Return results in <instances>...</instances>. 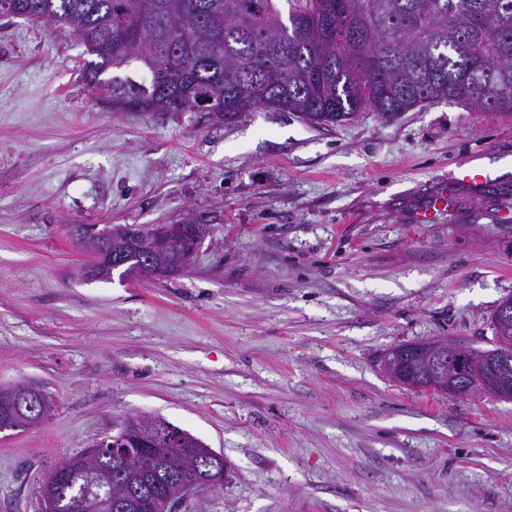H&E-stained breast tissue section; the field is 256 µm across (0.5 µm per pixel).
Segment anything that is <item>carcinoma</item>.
<instances>
[{"mask_svg": "<svg viewBox=\"0 0 512 512\" xmlns=\"http://www.w3.org/2000/svg\"><path fill=\"white\" fill-rule=\"evenodd\" d=\"M10 17L72 29L90 56L85 80L134 112H197L219 119L258 108L295 112L312 126L363 111L397 115L430 102L512 112V0H0ZM143 72L137 82L125 71ZM127 255L144 228L129 224ZM203 224L157 250L164 269L197 250ZM177 456L201 441L184 429ZM95 487L111 512L112 457ZM56 512L87 492L81 470L51 473Z\"/></svg>", "mask_w": 512, "mask_h": 512, "instance_id": "carcinoma-1", "label": "carcinoma"}]
</instances>
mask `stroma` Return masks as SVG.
<instances>
[{"label": "stroma", "mask_w": 512, "mask_h": 512, "mask_svg": "<svg viewBox=\"0 0 512 512\" xmlns=\"http://www.w3.org/2000/svg\"><path fill=\"white\" fill-rule=\"evenodd\" d=\"M85 61L70 29L0 16V384L50 399L0 433V512H40L48 474L134 416L224 455L181 512H512V401L414 390L381 363L437 336L490 348L512 172L451 176L512 163V113L126 112ZM192 217L208 231L180 274H90L82 230ZM486 179L485 170L480 166L478 159L467 160L458 166L452 175L453 182L469 185H480Z\"/></svg>", "instance_id": "35a3bbf8"}]
</instances>
